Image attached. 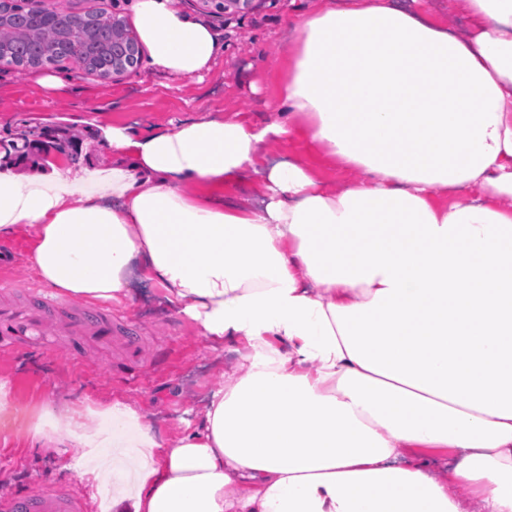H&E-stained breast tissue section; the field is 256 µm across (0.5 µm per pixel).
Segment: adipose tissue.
<instances>
[{"label": "adipose tissue", "instance_id": "1", "mask_svg": "<svg viewBox=\"0 0 512 512\" xmlns=\"http://www.w3.org/2000/svg\"><path fill=\"white\" fill-rule=\"evenodd\" d=\"M314 0L260 127L104 126L112 179L0 169V240L33 231L40 279L89 300L156 283L236 381L197 431L157 441L131 407L89 448H135L133 512H512V0ZM158 69L210 70V25L136 0ZM306 134L346 175L328 191ZM252 178L247 210L185 186ZM294 152L303 155L317 170L322 182L330 189L342 185L344 176L336 166L325 160L320 150L311 145L304 134H298L291 142H284L270 149V156Z\"/></svg>", "mask_w": 512, "mask_h": 512}]
</instances>
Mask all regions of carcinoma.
Segmentation results:
<instances>
[{
    "mask_svg": "<svg viewBox=\"0 0 512 512\" xmlns=\"http://www.w3.org/2000/svg\"><path fill=\"white\" fill-rule=\"evenodd\" d=\"M49 15L46 9L0 3V58L19 71L70 59L102 78L139 61L133 56L112 59L113 37L127 30L124 19L105 10L88 11L80 22L63 29L49 24ZM33 149L44 158L64 155L72 163L78 162L82 153L77 139L60 137L50 127L42 128L34 140L24 135L9 144L18 163L27 162Z\"/></svg>",
    "mask_w": 512,
    "mask_h": 512,
    "instance_id": "obj_1",
    "label": "carcinoma"
}]
</instances>
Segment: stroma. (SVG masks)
I'll use <instances>...</instances> for the list:
<instances>
[{"label": "stroma", "instance_id": "obj_1", "mask_svg": "<svg viewBox=\"0 0 512 512\" xmlns=\"http://www.w3.org/2000/svg\"><path fill=\"white\" fill-rule=\"evenodd\" d=\"M26 2L76 14L108 7L126 22L134 20L135 0ZM178 10L203 19L219 35V55L203 79L170 77L146 54L134 73L106 79L72 61L23 72L0 65V140L47 125L80 134L82 156L74 169L82 189L92 192L112 174V150L98 142L97 126L170 131L204 115L238 113L264 122L288 68V26L297 15L291 0H260L252 12L226 15L210 12L204 0H181ZM45 75L60 77L62 87L41 86ZM288 152L303 155L328 188L342 185L343 174L305 135L271 149L275 156ZM33 250V234L24 228L0 243V265L8 264L21 287L38 279ZM133 295V302L113 304L116 330L109 341L81 344L74 353L65 343L56 350L0 347V512H7L12 498L45 489L83 497L87 512H98L101 483L81 477L85 451L55 430V419L67 416L86 431L105 432V411L127 404L158 441L168 442L194 431L199 412L224 387V370L236 363L240 342L228 337L213 344L159 286L134 280Z\"/></svg>", "mask_w": 512, "mask_h": 512}]
</instances>
